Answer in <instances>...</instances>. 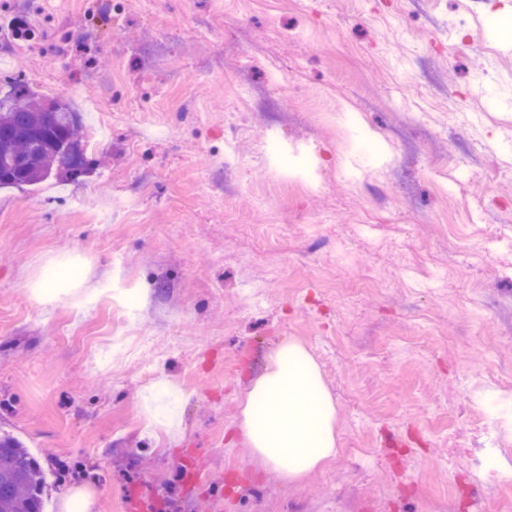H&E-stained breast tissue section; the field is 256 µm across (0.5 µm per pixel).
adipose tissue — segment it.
<instances>
[{"instance_id": "adipose-tissue-1", "label": "adipose tissue", "mask_w": 512, "mask_h": 512, "mask_svg": "<svg viewBox=\"0 0 512 512\" xmlns=\"http://www.w3.org/2000/svg\"><path fill=\"white\" fill-rule=\"evenodd\" d=\"M239 428L254 456L283 481L301 482L336 458V406L318 363L282 344L240 401Z\"/></svg>"}]
</instances>
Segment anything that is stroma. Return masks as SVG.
Returning a JSON list of instances; mask_svg holds the SVG:
<instances>
[{
	"instance_id": "1",
	"label": "stroma",
	"mask_w": 512,
	"mask_h": 512,
	"mask_svg": "<svg viewBox=\"0 0 512 512\" xmlns=\"http://www.w3.org/2000/svg\"><path fill=\"white\" fill-rule=\"evenodd\" d=\"M25 16L0 83L112 117L82 175L0 189V429L59 469L48 512H512L479 464L512 465V0H0ZM291 340L340 448L296 484L236 426Z\"/></svg>"
}]
</instances>
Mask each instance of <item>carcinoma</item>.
I'll return each mask as SVG.
<instances>
[{
  "label": "carcinoma",
  "mask_w": 512,
  "mask_h": 512,
  "mask_svg": "<svg viewBox=\"0 0 512 512\" xmlns=\"http://www.w3.org/2000/svg\"><path fill=\"white\" fill-rule=\"evenodd\" d=\"M29 95L0 100V188L33 186L79 165L67 152L80 143L72 113ZM45 477L39 461L9 433L0 434V512H43Z\"/></svg>",
  "instance_id": "obj_1"
}]
</instances>
